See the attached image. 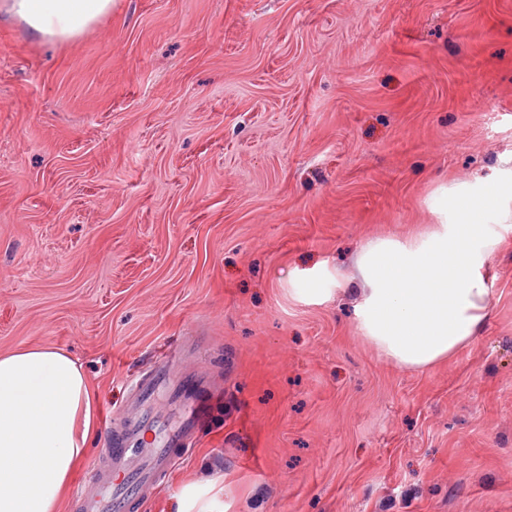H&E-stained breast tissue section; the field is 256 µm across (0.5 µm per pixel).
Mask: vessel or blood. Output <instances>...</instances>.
<instances>
[{"instance_id":"b4317fda","label":"vessel or blood","mask_w":512,"mask_h":512,"mask_svg":"<svg viewBox=\"0 0 512 512\" xmlns=\"http://www.w3.org/2000/svg\"><path fill=\"white\" fill-rule=\"evenodd\" d=\"M182 409L177 422L154 415L161 394ZM219 381L197 356L196 339L152 361L127 386L114 425L75 499L77 512H129L163 486L211 418Z\"/></svg>"}]
</instances>
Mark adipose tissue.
<instances>
[{"label": "adipose tissue", "mask_w": 512, "mask_h": 512, "mask_svg": "<svg viewBox=\"0 0 512 512\" xmlns=\"http://www.w3.org/2000/svg\"><path fill=\"white\" fill-rule=\"evenodd\" d=\"M115 0H0L37 34L66 40ZM437 221L404 238L369 239L357 259L356 326L397 366L426 369L475 342L489 317L488 267L512 225V189L448 184ZM501 224H486L488 212ZM92 396L67 353L22 347L0 356V512H58L93 429Z\"/></svg>", "instance_id": "1"}]
</instances>
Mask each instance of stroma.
I'll return each instance as SVG.
<instances>
[{
    "instance_id": "1",
    "label": "stroma",
    "mask_w": 512,
    "mask_h": 512,
    "mask_svg": "<svg viewBox=\"0 0 512 512\" xmlns=\"http://www.w3.org/2000/svg\"><path fill=\"white\" fill-rule=\"evenodd\" d=\"M512 178V0H119L0 12V354L78 359L96 428L183 337L224 398L132 512H512V239L426 371L355 325L356 256ZM115 0H4L1 6L31 30L49 39L66 40L112 13Z\"/></svg>"
}]
</instances>
